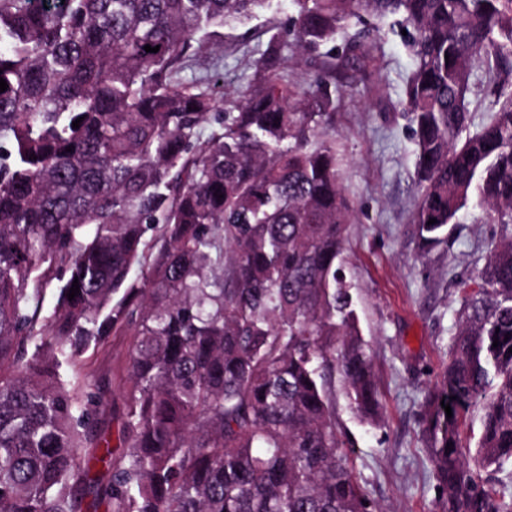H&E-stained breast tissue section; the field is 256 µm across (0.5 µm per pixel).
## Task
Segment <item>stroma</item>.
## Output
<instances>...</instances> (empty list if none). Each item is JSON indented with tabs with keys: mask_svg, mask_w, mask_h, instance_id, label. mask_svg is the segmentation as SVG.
Returning a JSON list of instances; mask_svg holds the SVG:
<instances>
[{
	"mask_svg": "<svg viewBox=\"0 0 512 512\" xmlns=\"http://www.w3.org/2000/svg\"><path fill=\"white\" fill-rule=\"evenodd\" d=\"M293 13L291 0H270L251 20L221 29L216 45L181 72L208 78L216 92L249 81V63ZM373 60L336 74L327 126L336 136L343 193L351 206L344 263L354 309L370 344L381 414L361 423L344 398L339 427L352 442L356 471L370 498L387 512H442L420 410L448 363L463 292L498 242V224L478 209L460 212L446 244L423 251L411 222L416 198L415 145L401 100L413 67L393 19L378 21ZM130 339L111 336L85 356L72 380L91 376L104 399L98 428L116 438Z\"/></svg>",
	"mask_w": 512,
	"mask_h": 512,
	"instance_id": "1",
	"label": "stroma"
}]
</instances>
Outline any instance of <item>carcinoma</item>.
Returning a JSON list of instances; mask_svg holds the SVG:
<instances>
[{"label":"carcinoma","mask_w":512,"mask_h":512,"mask_svg":"<svg viewBox=\"0 0 512 512\" xmlns=\"http://www.w3.org/2000/svg\"><path fill=\"white\" fill-rule=\"evenodd\" d=\"M267 2L0 0V512H383L336 421L338 391L366 421L380 402L325 131L336 63L369 60L370 31L336 38L365 16L407 32L422 246L470 203L504 232L423 423L443 512L512 509V0H292L296 61L326 49L312 91L284 79L276 34L242 89L177 80L199 34ZM480 69L494 101L472 132ZM116 334L117 456L101 397L59 374Z\"/></svg>","instance_id":"carcinoma-1"}]
</instances>
